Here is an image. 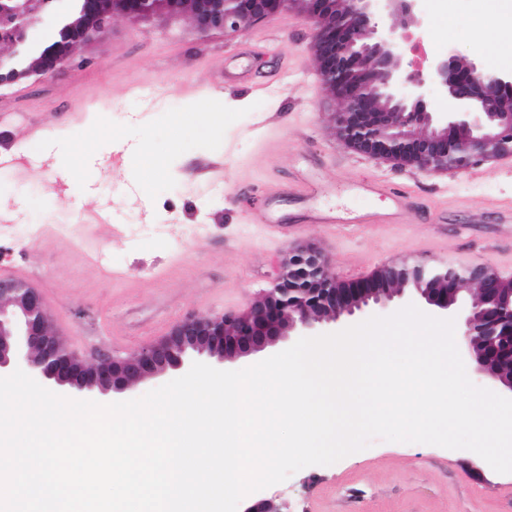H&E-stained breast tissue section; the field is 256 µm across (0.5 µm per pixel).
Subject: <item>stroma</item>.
Masks as SVG:
<instances>
[{"instance_id": "1", "label": "stroma", "mask_w": 512, "mask_h": 512, "mask_svg": "<svg viewBox=\"0 0 512 512\" xmlns=\"http://www.w3.org/2000/svg\"><path fill=\"white\" fill-rule=\"evenodd\" d=\"M418 5L427 58L451 48L498 68L496 38L479 52L468 38L476 0H456L449 15L437 0ZM312 39L296 14L237 36L178 16L117 17L58 74L0 87V153L17 158L0 164V215H10L0 218V276L42 291L64 343L126 357L186 315L242 311L294 245L320 250L346 280L414 258L484 264L512 280V220L499 211L512 168L429 175L349 148L329 122L338 104ZM213 112L209 135L174 146L172 118L195 125ZM95 118L110 138L83 130ZM115 137L147 143L165 169L122 166ZM74 145L91 175L64 168ZM390 189L409 191L402 207ZM89 250L125 278H104ZM262 494L299 512H512V473L464 449L376 439Z\"/></svg>"}]
</instances>
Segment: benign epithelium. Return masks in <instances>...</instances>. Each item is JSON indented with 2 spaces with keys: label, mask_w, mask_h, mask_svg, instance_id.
Segmentation results:
<instances>
[{
  "label": "benign epithelium",
  "mask_w": 512,
  "mask_h": 512,
  "mask_svg": "<svg viewBox=\"0 0 512 512\" xmlns=\"http://www.w3.org/2000/svg\"><path fill=\"white\" fill-rule=\"evenodd\" d=\"M168 0H0V85L32 74L53 76L71 64L61 52L40 57L17 72L5 55L32 54L29 31L46 15L55 26L90 41L119 16L157 14ZM178 15L201 30L242 33L257 20L297 12L316 22L313 57L328 95L340 102L333 113L338 137L375 159L411 165L432 175L512 156V96L494 106L488 89H512V71L485 69L453 50L421 64L406 59L404 44L416 24V0H178ZM387 12L405 18L402 31L386 28ZM438 90L452 103L434 112ZM486 265L413 259L383 266L371 276L345 282L309 248L294 250L272 288L238 314L189 316L130 357L100 352L88 359L58 337L40 289L24 279L0 278V373L22 367L59 391L119 394L133 384L210 358L234 361L263 351L292 334L319 330L339 316L371 303H386L415 291L443 313L463 287L477 288L463 316L462 341L478 371L512 392V288ZM243 512H288L284 502L260 497Z\"/></svg>",
  "instance_id": "obj_1"
}]
</instances>
